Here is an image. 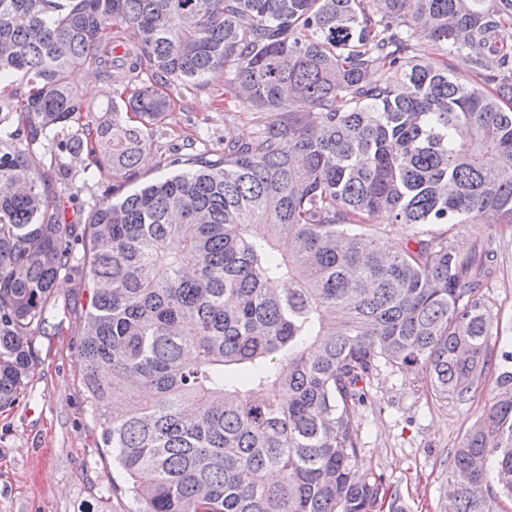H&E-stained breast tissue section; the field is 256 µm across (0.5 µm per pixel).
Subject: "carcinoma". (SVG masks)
<instances>
[{
    "label": "carcinoma",
    "mask_w": 512,
    "mask_h": 512,
    "mask_svg": "<svg viewBox=\"0 0 512 512\" xmlns=\"http://www.w3.org/2000/svg\"><path fill=\"white\" fill-rule=\"evenodd\" d=\"M507 17L512 0H0V408L57 281L85 280L81 381L137 512H402L356 469L352 411L384 368L460 402L489 368L498 254L450 233L512 225ZM448 57L498 66L496 87ZM81 67L106 107L71 85ZM227 70L251 139L67 219L61 158L132 172L166 89ZM503 383L454 449L444 512L512 501Z\"/></svg>",
    "instance_id": "obj_1"
}]
</instances>
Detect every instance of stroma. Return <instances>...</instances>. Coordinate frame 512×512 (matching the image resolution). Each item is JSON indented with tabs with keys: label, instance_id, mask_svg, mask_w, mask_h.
I'll use <instances>...</instances> for the list:
<instances>
[{
	"label": "stroma",
	"instance_id": "35a3bbf8",
	"mask_svg": "<svg viewBox=\"0 0 512 512\" xmlns=\"http://www.w3.org/2000/svg\"><path fill=\"white\" fill-rule=\"evenodd\" d=\"M169 95L172 113L156 126L131 187L179 170L192 155L223 149L228 131L248 139L256 129L254 114L224 79L206 77ZM91 164L85 154L70 162L69 220L84 219L113 183L111 173L91 171ZM486 240L498 253L499 273L489 290L498 326L488 342L491 367L467 401L435 397L421 374L383 370L366 385L367 405L352 414L359 470L384 474L406 512H443L453 451L504 390L501 354L512 350V225L479 220L452 232L463 253ZM88 299L83 283L61 278L49 326L29 337L34 366L19 399L0 408V512H136V503L112 488V455L81 383L78 345Z\"/></svg>",
	"mask_w": 512,
	"mask_h": 512
}]
</instances>
